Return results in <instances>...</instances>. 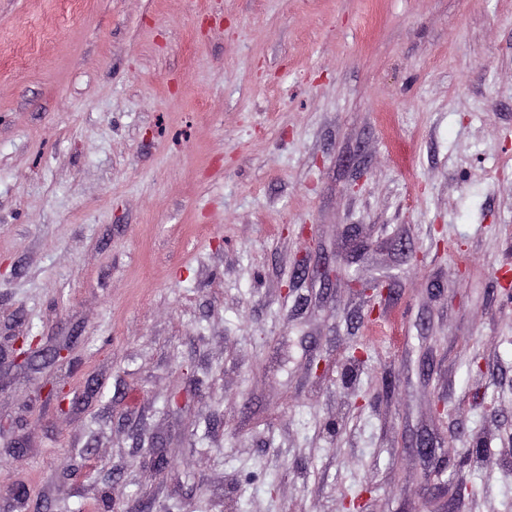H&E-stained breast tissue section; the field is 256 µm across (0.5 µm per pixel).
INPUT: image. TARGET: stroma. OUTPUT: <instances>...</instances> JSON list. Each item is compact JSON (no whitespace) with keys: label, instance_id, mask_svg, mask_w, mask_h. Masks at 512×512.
I'll use <instances>...</instances> for the list:
<instances>
[{"label":"stroma","instance_id":"35a3bbf8","mask_svg":"<svg viewBox=\"0 0 512 512\" xmlns=\"http://www.w3.org/2000/svg\"><path fill=\"white\" fill-rule=\"evenodd\" d=\"M506 273L512 0H0V512H512Z\"/></svg>","mask_w":512,"mask_h":512}]
</instances>
